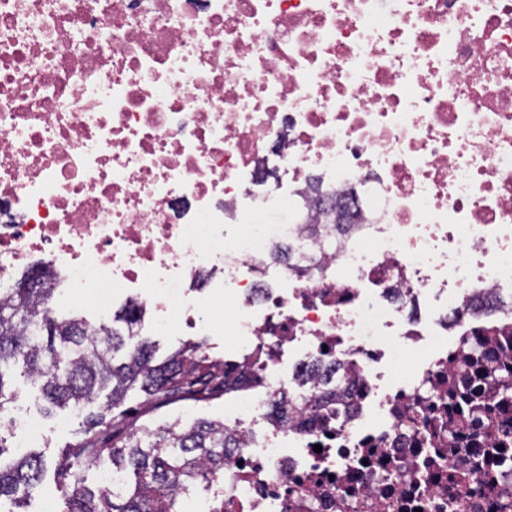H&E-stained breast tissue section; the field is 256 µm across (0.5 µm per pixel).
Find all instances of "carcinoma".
<instances>
[{
	"mask_svg": "<svg viewBox=\"0 0 512 512\" xmlns=\"http://www.w3.org/2000/svg\"><path fill=\"white\" fill-rule=\"evenodd\" d=\"M32 277L41 287H14L0 299V417L15 396L6 371L20 364L50 407L83 417V437L55 466L68 512H177L180 494L224 471V423L200 420L187 429L176 422L153 428L139 422L140 408L223 396L233 384L224 362L200 352L199 343H188L158 362L137 330V310L125 308L114 317L121 328L92 330L83 317L50 306L51 273L39 270ZM131 393L143 396L140 406L120 409ZM8 452L0 436V499L19 505V491L41 481L45 463L40 455L26 454L6 464ZM101 458L111 460L114 471L132 470L120 492L84 485L80 464Z\"/></svg>",
	"mask_w": 512,
	"mask_h": 512,
	"instance_id": "carcinoma-1",
	"label": "carcinoma"
}]
</instances>
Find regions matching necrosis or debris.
<instances>
[{"label": "necrosis or debris", "mask_w": 512, "mask_h": 512, "mask_svg": "<svg viewBox=\"0 0 512 512\" xmlns=\"http://www.w3.org/2000/svg\"><path fill=\"white\" fill-rule=\"evenodd\" d=\"M0 205L1 296L229 304L191 512H512V0H0Z\"/></svg>", "instance_id": "obj_1"}]
</instances>
